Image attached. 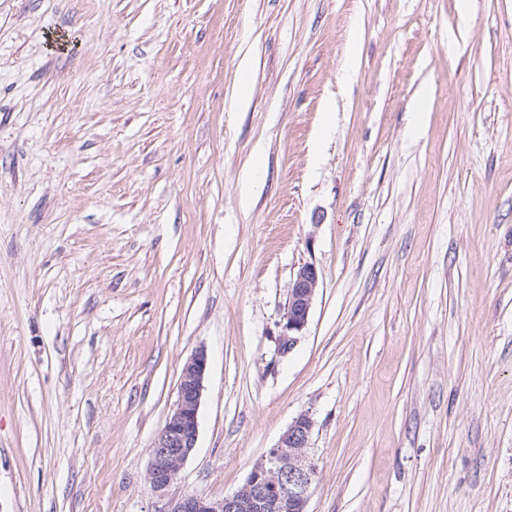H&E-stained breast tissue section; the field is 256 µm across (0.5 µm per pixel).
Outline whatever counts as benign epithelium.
<instances>
[{
  "mask_svg": "<svg viewBox=\"0 0 512 512\" xmlns=\"http://www.w3.org/2000/svg\"><path fill=\"white\" fill-rule=\"evenodd\" d=\"M319 284V271L312 264L301 266L289 288L288 305L279 349L291 351L306 327ZM208 354L201 347L183 364L177 399L150 451L148 481L163 493L174 482L196 448ZM314 422L308 413L293 419L276 446L266 451L241 487L221 500L185 496L169 512H308L310 489L316 476L311 434Z\"/></svg>",
  "mask_w": 512,
  "mask_h": 512,
  "instance_id": "7a95c632",
  "label": "benign epithelium"
}]
</instances>
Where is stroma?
Here are the masks:
<instances>
[{
    "mask_svg": "<svg viewBox=\"0 0 512 512\" xmlns=\"http://www.w3.org/2000/svg\"><path fill=\"white\" fill-rule=\"evenodd\" d=\"M303 412L308 512H512V0H0V512L219 500ZM319 284V271L312 264L301 266L289 288L288 305L278 345L282 353L290 352L297 336L306 327L312 302ZM207 366V351L200 347L181 368L174 408L150 451L148 481L155 492L167 490L196 448Z\"/></svg>",
    "mask_w": 512,
    "mask_h": 512,
    "instance_id": "stroma-1",
    "label": "stroma"
}]
</instances>
